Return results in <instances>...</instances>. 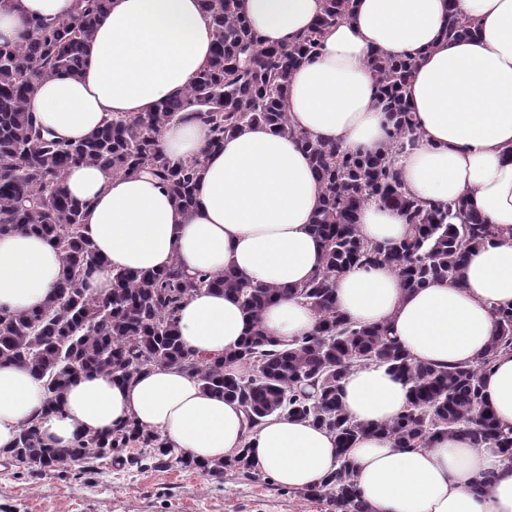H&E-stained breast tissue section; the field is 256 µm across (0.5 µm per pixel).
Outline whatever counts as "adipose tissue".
Returning <instances> with one entry per match:
<instances>
[{
	"label": "adipose tissue",
	"mask_w": 512,
	"mask_h": 512,
	"mask_svg": "<svg viewBox=\"0 0 512 512\" xmlns=\"http://www.w3.org/2000/svg\"><path fill=\"white\" fill-rule=\"evenodd\" d=\"M475 19L476 38L448 40V0H355L331 28L318 55L292 74L286 109L295 129L349 152H376L387 123L366 65L371 50L411 59L407 97L418 130L414 144L393 149L392 169L404 190L431 204L470 195L498 234L474 248L462 284L434 280L406 290L387 264L339 275L336 309L357 328H386L417 363L475 364L496 333L493 308L512 307V0H457ZM74 0H8L0 6V43L21 41L29 19L68 20ZM263 44L293 41L311 27L323 0H241ZM214 29L202 0H110L99 16L79 76L43 81L29 102L42 126L80 141L106 119L153 111L183 95L210 56ZM208 127L179 113L160 147L171 160L200 159L198 204L180 208L150 174L109 175L89 165L70 169L65 188L82 206V235L105 263L86 278L89 293L112 291L114 270L151 272L179 264L187 274L234 270L250 284L283 289L261 324L281 347L313 332L314 312L291 288L321 269L322 243L311 224L322 190L297 138L262 123L242 125L223 149L206 145ZM368 242L403 239V214L377 202L357 214ZM62 254L44 239L0 235V309H41L63 272ZM189 351L220 357L239 346L251 320L232 296L202 288L177 314ZM40 380L0 364V454L21 428L40 424L44 442L73 444L120 421H137L171 447L206 463L251 444L255 466L294 490L322 486L346 456L369 512H512V461L491 444L439 435L426 448H398L383 436L359 437L346 451L312 422L288 415L249 426L235 401L204 391L175 366H155L124 383L90 373L66 392L61 410L43 416ZM482 400L512 427V354L496 358L482 379ZM348 415L363 425L391 421L409 404L403 381L387 369L356 366L341 392Z\"/></svg>",
	"instance_id": "obj_1"
}]
</instances>
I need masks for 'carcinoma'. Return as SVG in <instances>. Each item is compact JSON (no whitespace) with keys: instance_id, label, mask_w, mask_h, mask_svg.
<instances>
[{"instance_id":"carcinoma-1","label":"carcinoma","mask_w":512,"mask_h":512,"mask_svg":"<svg viewBox=\"0 0 512 512\" xmlns=\"http://www.w3.org/2000/svg\"><path fill=\"white\" fill-rule=\"evenodd\" d=\"M203 2L212 14L215 40L211 57L185 93L152 112L114 116L79 143L52 137L28 104L41 81L79 75L86 44L109 0H77L69 20L35 19L22 41L0 44V234L35 233L64 256L62 277L42 309L0 311V363L21 365L43 380L46 416L60 410L65 391L86 373L129 382L146 368L175 365L194 375L203 390L238 402L250 425L274 414L311 421L334 434L342 452L367 428L345 411L341 381L353 366L376 365L408 387L406 412L377 428L397 447L426 448L438 434L460 432L477 447L495 445L511 460L512 427L500 426L484 405L481 376L498 354L512 351V308L494 309L497 333L477 364L448 369L412 362L384 328L352 327L336 310V275L353 266L387 263L409 290L431 279L458 283L472 248L495 234L471 197L447 205L421 203L404 191L387 162V151L417 138L406 98L410 59L368 54L367 66L387 113L388 143L379 153H350L294 129L286 96L292 72L316 57L325 31L350 14L354 0H324L307 32L288 44L269 46L252 30L239 0ZM477 33L474 20L458 10L456 0H448L444 36L461 40ZM191 107L209 128V150L222 148L224 136L240 126L262 122L298 139L320 182L323 201L313 229L323 241L322 268L291 289L315 312L318 323L291 348L277 347L260 328L261 313L278 289L252 286L231 270L188 276L174 263L159 272L119 270L105 297L83 288L87 275L103 266L104 259L80 232L81 206L64 189L69 170L85 164L109 175L147 171L182 208L191 209L199 161L174 162L159 147L166 125ZM371 201L401 211L409 225L405 239L375 246L361 239L357 213ZM201 288L232 295L253 323L252 335L222 358L196 355L180 340L176 314L187 296ZM131 444L140 446L139 453L128 457L132 466L148 459L162 464L174 456L182 466L199 468L217 482L229 466L245 477L254 470L248 445L220 462L198 463L176 454L131 419L104 432L79 435L67 448L45 445L32 423L21 429L8 454L17 468L32 474L75 466L84 473ZM303 495L326 498L332 512H367L343 455L322 488Z\"/></svg>"}]
</instances>
